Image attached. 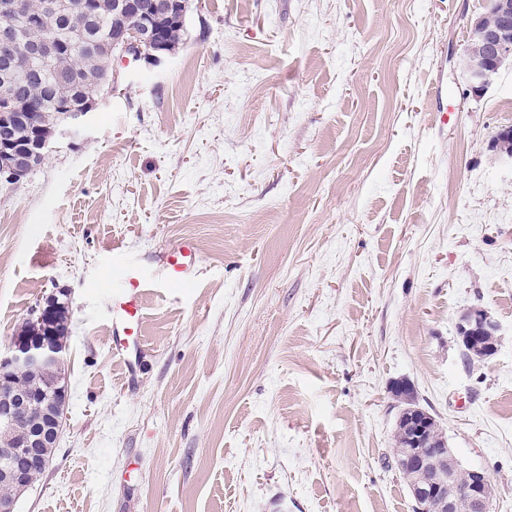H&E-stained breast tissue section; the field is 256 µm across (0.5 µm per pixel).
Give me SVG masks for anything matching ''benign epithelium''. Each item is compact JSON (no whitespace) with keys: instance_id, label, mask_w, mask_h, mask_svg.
<instances>
[{"instance_id":"1","label":"benign epithelium","mask_w":512,"mask_h":512,"mask_svg":"<svg viewBox=\"0 0 512 512\" xmlns=\"http://www.w3.org/2000/svg\"><path fill=\"white\" fill-rule=\"evenodd\" d=\"M493 3L495 17L490 21L480 17L473 22V45L465 48L472 57L469 75L475 92L484 90L501 64L512 57V0ZM176 9L174 0H155L149 12L139 10L135 0H118L116 10H127L130 15L121 27L112 29L113 51L147 66L160 64L172 55L163 38L162 21L173 19ZM55 10L56 4L51 0L34 13L23 11L20 0H0V59L10 64L17 62L18 31L46 27L48 15ZM24 53L33 62L50 64L57 58L58 49L49 35L32 41ZM96 108L97 102L92 98L81 107L61 109L57 132L77 128ZM10 133V121L0 122V153L7 157L0 164V178L17 187L44 159L52 139L38 131L27 144L19 146L13 143ZM479 331L498 339L495 322L483 310L474 308L458 323L459 339L470 343ZM65 355V346L52 336L15 335L8 354L0 356V428L17 433L14 440L0 445V481L12 487L11 494L0 493V512H14V494L28 487L27 466L40 457V449L55 447L68 400L60 371ZM28 370L43 375L42 386L24 389L15 383V374ZM410 442L409 458L421 466L431 457L444 460L448 455V449L434 444L425 420L415 421ZM474 473L463 497L450 499L446 494L447 472H432L413 491V512H491L490 477L482 470Z\"/></svg>"}]
</instances>
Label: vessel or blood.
I'll list each match as a JSON object with an SVG mask.
<instances>
[{"label": "vessel or blood", "mask_w": 512, "mask_h": 512, "mask_svg": "<svg viewBox=\"0 0 512 512\" xmlns=\"http://www.w3.org/2000/svg\"><path fill=\"white\" fill-rule=\"evenodd\" d=\"M197 248L185 239L144 261L122 269L120 283L112 290L109 320L112 324V354L124 358L127 337L138 335L146 293L153 288L189 283L196 273Z\"/></svg>", "instance_id": "1"}]
</instances>
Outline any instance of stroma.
Here are the masks:
<instances>
[{"label": "stroma", "instance_id": "1", "mask_svg": "<svg viewBox=\"0 0 512 512\" xmlns=\"http://www.w3.org/2000/svg\"><path fill=\"white\" fill-rule=\"evenodd\" d=\"M490 0H192L189 43L114 59L123 91L0 184V353L63 295L68 404L15 512H412L391 465L404 380L512 512V64L468 90ZM148 292L134 385L107 304ZM479 308L494 355L463 363ZM195 242L183 239L159 253H151L135 266H124L122 277L112 289L109 304V321L112 324V355L120 359L131 378L133 369L125 358L128 349L126 338L139 336L144 297L152 288H163L171 284H187L196 273ZM497 325L483 310L474 308L464 314L458 323V337L463 342H472L479 333L490 334L498 342ZM480 331V332H477Z\"/></svg>", "mask_w": 512, "mask_h": 512}]
</instances>
